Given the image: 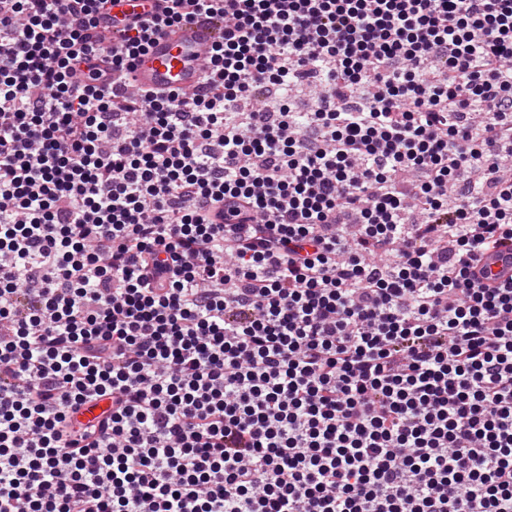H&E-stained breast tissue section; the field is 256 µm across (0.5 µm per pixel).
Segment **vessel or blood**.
<instances>
[{"instance_id": "b4317fda", "label": "vessel or blood", "mask_w": 512, "mask_h": 512, "mask_svg": "<svg viewBox=\"0 0 512 512\" xmlns=\"http://www.w3.org/2000/svg\"><path fill=\"white\" fill-rule=\"evenodd\" d=\"M164 6V0H119L113 11L153 17L162 15ZM223 37V26L205 16L164 28L151 36L147 51L136 59L128 79L137 88L164 94L172 90L193 92L202 82L211 49ZM476 272L497 281L511 279L512 245L484 256Z\"/></svg>"}]
</instances>
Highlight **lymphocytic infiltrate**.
Listing matches in <instances>:
<instances>
[{"mask_svg":"<svg viewBox=\"0 0 512 512\" xmlns=\"http://www.w3.org/2000/svg\"><path fill=\"white\" fill-rule=\"evenodd\" d=\"M105 3L0 0V512H512V0ZM122 1L112 7V16L118 13L140 14L142 16H160L164 12V0H117ZM224 38L214 18L196 16L153 34L144 55L134 62L129 81L137 88L167 94L194 92L208 67L209 52ZM475 272L477 275L487 274L493 280L507 281L512 277V245L507 243L498 252L485 255Z\"/></svg>","mask_w":512,"mask_h":512,"instance_id":"obj_1","label":"lymphocytic infiltrate"}]
</instances>
